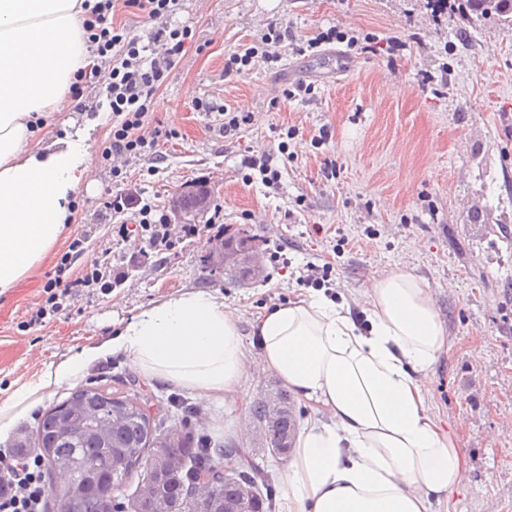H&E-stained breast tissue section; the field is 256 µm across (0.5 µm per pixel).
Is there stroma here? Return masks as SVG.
Here are the masks:
<instances>
[{"mask_svg": "<svg viewBox=\"0 0 512 512\" xmlns=\"http://www.w3.org/2000/svg\"><path fill=\"white\" fill-rule=\"evenodd\" d=\"M450 2L436 13L429 0H182L172 22L189 27L192 40L155 106L180 136L162 146L156 175L131 177L123 188L166 213L186 183H214L225 233L246 232L264 255L254 279L235 283L209 270L203 236L150 258L131 255L97 215L112 183L101 157L112 129L104 90L89 85L82 98L46 115L49 141L90 127L92 184L80 190L72 224L35 274L0 298V402L37 383L69 349L103 342L113 323L188 287L222 294L237 308L249 344L262 307L303 292L297 277L306 262L331 266L324 293L351 302L372 278L406 269L430 283L450 339L426 385L470 461L456 512H512V28L492 17L469 23L464 0ZM271 21L300 43L332 27L379 43L363 53L336 41L305 54L286 44L274 66L224 78L225 56L253 43ZM392 41L399 50L388 51ZM426 70L436 78L430 88L421 84ZM299 82L313 94L285 98L284 89ZM201 101L243 108L254 120L225 139L214 130L219 114L198 110ZM265 151L281 170L274 188L248 178L242 165ZM329 160L336 163L331 179L324 175ZM77 237L87 257L107 254L126 282L30 323ZM90 382L110 392L136 388L153 409L191 402L195 433L243 446L281 483L282 463L248 410L281 386L259 367L246 374L239 407L196 399L110 355L42 392L34 409L16 412L0 426V451L32 446L39 417Z\"/></svg>", "mask_w": 512, "mask_h": 512, "instance_id": "obj_1", "label": "stroma"}]
</instances>
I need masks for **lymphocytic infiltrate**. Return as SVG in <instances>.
<instances>
[{"mask_svg":"<svg viewBox=\"0 0 512 512\" xmlns=\"http://www.w3.org/2000/svg\"><path fill=\"white\" fill-rule=\"evenodd\" d=\"M180 2L91 0L86 6L83 28L94 63L78 70L72 89L80 91L83 83L90 79L106 84L112 110V137L102 157L111 162L113 177L126 179L132 164L142 159L160 160L161 144L178 136L176 130L160 122L151 123L150 118L158 90L167 82L176 59L192 37L190 29L174 27L169 22ZM119 10L141 14L151 22L147 41H140L114 22L113 16ZM290 36L289 30L267 25L258 43L225 57V76L242 74L250 66L279 62L278 49ZM132 208L138 209L141 216L135 229L120 220L121 215ZM152 212L150 203L134 207L131 195L117 190L107 193L99 217L104 221L119 219L117 235L120 240L134 242L144 250L163 252L179 234L195 236L199 233L193 224H169L162 218L152 219ZM84 254L82 239H73L56 266L54 278L46 286V300L32 315V322L58 313L80 291L109 289L122 283V276L113 274L107 263L85 260ZM77 263L82 269L76 273L72 267ZM47 497L44 463L35 451L12 448L0 454V512H45Z\"/></svg>","mask_w":512,"mask_h":512,"instance_id":"lymphocytic-infiltrate-1","label":"lymphocytic infiltrate"}]
</instances>
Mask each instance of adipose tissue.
<instances>
[{"label": "adipose tissue", "mask_w": 512, "mask_h": 512, "mask_svg": "<svg viewBox=\"0 0 512 512\" xmlns=\"http://www.w3.org/2000/svg\"><path fill=\"white\" fill-rule=\"evenodd\" d=\"M84 13L83 0H0V297L59 242L89 181L84 137L35 142L38 119L58 110L89 63ZM363 304L360 322L322 293L266 309L254 354L223 296L188 289L15 391L0 418L31 410L38 391L69 383L109 352L220 403L237 401L258 365L312 408L284 460L279 512H451L469 462L423 385L448 342L431 288L399 269L373 279Z\"/></svg>", "instance_id": "adipose-tissue-1"}]
</instances>
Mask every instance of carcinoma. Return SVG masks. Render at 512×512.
<instances>
[{
    "label": "carcinoma",
    "instance_id": "obj_1",
    "mask_svg": "<svg viewBox=\"0 0 512 512\" xmlns=\"http://www.w3.org/2000/svg\"><path fill=\"white\" fill-rule=\"evenodd\" d=\"M476 17L489 14L512 27V0H466ZM278 396L286 414L268 431L266 444L279 448L283 440L293 444L297 419L284 391ZM177 439L168 440L171 431ZM34 450L48 463L70 464L69 479L50 487L49 495L61 512H110L115 493L123 490L138 474L153 452L164 450L185 460L183 471L158 484L159 495L174 503L178 512H208L209 504L189 498L197 482L214 478L219 502H235L242 482L257 493L252 508L275 512V491L266 473L250 462L241 464L238 477L224 479V462L243 457L232 445H213L194 434L181 421L163 427L147 402L136 392H108L99 386L82 387L47 411L37 422Z\"/></svg>",
    "mask_w": 512,
    "mask_h": 512
}]
</instances>
